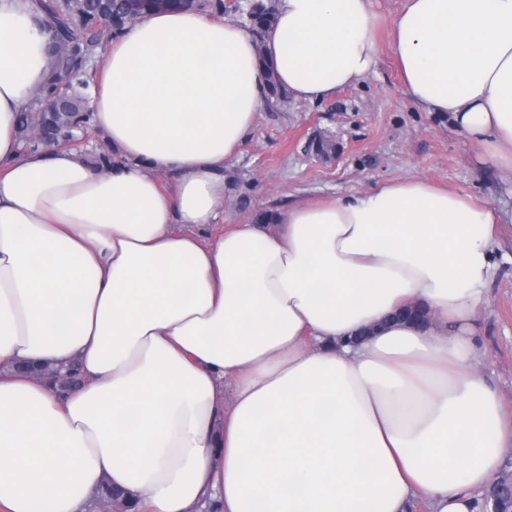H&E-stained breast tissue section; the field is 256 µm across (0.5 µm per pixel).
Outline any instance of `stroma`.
Instances as JSON below:
<instances>
[{
  "label": "stroma",
  "instance_id": "35a3bbf8",
  "mask_svg": "<svg viewBox=\"0 0 512 512\" xmlns=\"http://www.w3.org/2000/svg\"><path fill=\"white\" fill-rule=\"evenodd\" d=\"M224 177L228 224L275 225L296 205L358 195L401 177L489 204L507 228L479 318L480 370L512 403V171L484 163L479 144L407 97L389 47L374 74L332 99L313 104L284 93L264 104Z\"/></svg>",
  "mask_w": 512,
  "mask_h": 512
}]
</instances>
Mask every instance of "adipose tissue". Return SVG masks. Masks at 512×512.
Wrapping results in <instances>:
<instances>
[{
    "label": "adipose tissue",
    "instance_id": "1",
    "mask_svg": "<svg viewBox=\"0 0 512 512\" xmlns=\"http://www.w3.org/2000/svg\"><path fill=\"white\" fill-rule=\"evenodd\" d=\"M379 26L372 0H279L260 42L196 7L146 12L90 89L100 172L22 150L49 36L0 0V512H83L105 483L136 512H479L512 447L478 369L493 209L400 178L273 228L224 222L269 80L330 99L375 72ZM389 45L409 99L512 170V0H406ZM408 304L428 322L387 324ZM38 360L81 385L17 369Z\"/></svg>",
    "mask_w": 512,
    "mask_h": 512
}]
</instances>
